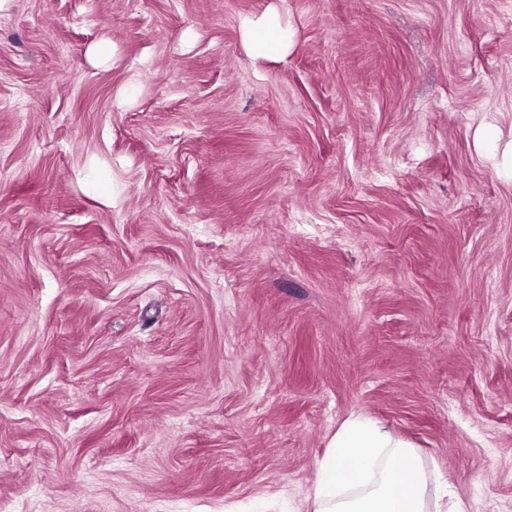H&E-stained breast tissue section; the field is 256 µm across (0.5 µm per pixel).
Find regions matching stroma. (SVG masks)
<instances>
[{
  "mask_svg": "<svg viewBox=\"0 0 512 512\" xmlns=\"http://www.w3.org/2000/svg\"><path fill=\"white\" fill-rule=\"evenodd\" d=\"M351 417L512 512V0H8L0 512H312ZM249 37L252 47L260 54L279 53L282 49L281 42L271 34L269 26L265 22L253 23Z\"/></svg>",
  "mask_w": 512,
  "mask_h": 512,
  "instance_id": "35a3bbf8",
  "label": "stroma"
}]
</instances>
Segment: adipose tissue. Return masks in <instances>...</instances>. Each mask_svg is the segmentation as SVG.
<instances>
[{
	"label": "adipose tissue",
	"mask_w": 512,
	"mask_h": 512,
	"mask_svg": "<svg viewBox=\"0 0 512 512\" xmlns=\"http://www.w3.org/2000/svg\"><path fill=\"white\" fill-rule=\"evenodd\" d=\"M330 446L313 512H429L432 474L411 443L357 417L337 428Z\"/></svg>",
	"instance_id": "ef3b65f1"
}]
</instances>
